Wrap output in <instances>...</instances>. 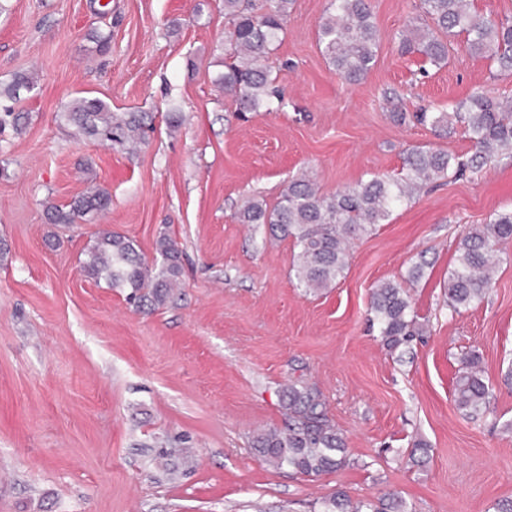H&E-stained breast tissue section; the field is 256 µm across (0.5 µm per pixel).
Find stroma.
Instances as JSON below:
<instances>
[{"label": "stroma", "mask_w": 512, "mask_h": 512, "mask_svg": "<svg viewBox=\"0 0 512 512\" xmlns=\"http://www.w3.org/2000/svg\"><path fill=\"white\" fill-rule=\"evenodd\" d=\"M418 4L371 0L376 63L347 85L318 43L327 0H294L269 55L284 100L242 116L213 83L222 0H0V85L37 80L22 129L0 134V512H320L339 489L395 493L410 512L512 499V240L482 302L456 313L444 295L464 231L512 207V161L425 188L354 240L344 278L317 294L291 273L292 240L237 219L303 173L332 194L399 173L412 147L469 151L462 131L392 114L482 87L511 96L512 77L459 41L421 74V57L398 51ZM82 96L152 115L145 144L74 137L64 112ZM92 183L111 195L96 223L48 222L47 205ZM102 230L149 261L161 234L177 242L181 286L165 306L136 307L81 272ZM385 281L404 282L426 326L395 350L368 323ZM471 351L490 387L476 419L453 400ZM291 383L322 393L346 440L341 469L311 478L253 454V436L282 427ZM420 442L427 455L409 463Z\"/></svg>", "instance_id": "35a3bbf8"}]
</instances>
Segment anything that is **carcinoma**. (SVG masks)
Here are the masks:
<instances>
[{
    "label": "carcinoma",
    "mask_w": 512,
    "mask_h": 512,
    "mask_svg": "<svg viewBox=\"0 0 512 512\" xmlns=\"http://www.w3.org/2000/svg\"><path fill=\"white\" fill-rule=\"evenodd\" d=\"M293 0H224L229 29L224 39V73L216 79L224 95L234 99L240 112L268 108L282 92L274 85L266 60L283 32ZM426 18L400 34L401 55L419 54L424 62L441 68L448 63L449 47L463 37L469 53L494 60L498 71L512 75V18L499 19L472 7L470 0H419ZM321 52L346 84L359 82L374 66L377 36L367 0H329L319 23ZM34 77L18 72L0 86V127L18 128L24 113L18 109L21 92H31ZM75 133L119 146L143 140L149 115L114 112L99 98L75 99L65 112ZM419 123L436 131L461 128L471 153L433 148L407 150L398 174L373 175L366 181L323 194L303 174L289 181L280 201L268 208L251 199L238 214L242 224H266L276 239L293 240L298 253L292 271L298 284L311 290L330 288L344 276L352 241L386 223L393 211L411 202L422 188L440 181L473 178L512 159V99L478 93L449 110L422 108L413 113ZM109 193L92 189L65 204L48 207L52 224H74L107 209ZM512 240V209L493 214L489 222L469 228L461 237L455 266L448 274V306L455 312L481 302L491 288L497 263L496 244ZM161 261L152 265L142 257L134 240L115 232L98 234L86 251L81 271L112 289L128 288L129 299L154 309L165 305L182 271L180 250L168 235L158 240ZM371 322L390 349L420 335L416 315L402 283L388 281L372 290ZM464 371L454 390L459 410L471 418L484 414L489 385L480 369L479 355L463 357ZM285 427L262 433L252 448L264 461L288 467L306 476L336 471L347 463L344 437L330 420L321 393L308 385L290 384L282 391ZM323 512H410L406 502L392 494L378 502H354L342 491L324 502Z\"/></svg>",
    "instance_id": "cac0c4a2"
}]
</instances>
